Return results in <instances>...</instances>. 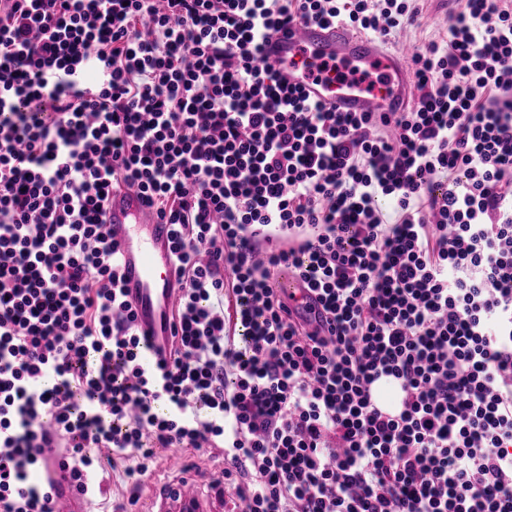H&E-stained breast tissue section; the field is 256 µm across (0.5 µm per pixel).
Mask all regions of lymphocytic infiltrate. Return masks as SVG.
Wrapping results in <instances>:
<instances>
[{
    "label": "lymphocytic infiltrate",
    "instance_id": "lymphocytic-infiltrate-1",
    "mask_svg": "<svg viewBox=\"0 0 512 512\" xmlns=\"http://www.w3.org/2000/svg\"><path fill=\"white\" fill-rule=\"evenodd\" d=\"M461 2L412 106L375 113L264 45L386 43L420 0H0V512H56L50 448L86 501L191 448L245 512H512V0ZM124 186L172 227L150 366L105 224ZM284 264L328 329L291 320Z\"/></svg>",
    "mask_w": 512,
    "mask_h": 512
}]
</instances>
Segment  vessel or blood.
I'll list each match as a JSON object with an SVG mask.
<instances>
[{
  "label": "vessel or blood",
  "instance_id": "1",
  "mask_svg": "<svg viewBox=\"0 0 512 512\" xmlns=\"http://www.w3.org/2000/svg\"><path fill=\"white\" fill-rule=\"evenodd\" d=\"M408 52L405 46L387 50L378 40L343 28L297 23L272 37L265 59L286 76L289 85L336 111L399 112L409 101L411 79L402 64ZM106 224L120 246L125 298L147 341L142 357L148 363L159 361L168 352L178 295L169 259V227L159 222L141 193L129 187L113 192ZM273 286L291 311L318 325L322 307L304 279L283 267ZM170 462L183 473L182 458L174 456ZM156 500L158 512L224 509L223 496L201 499L194 479L184 473L171 489L159 491Z\"/></svg>",
  "mask_w": 512,
  "mask_h": 512
}]
</instances>
